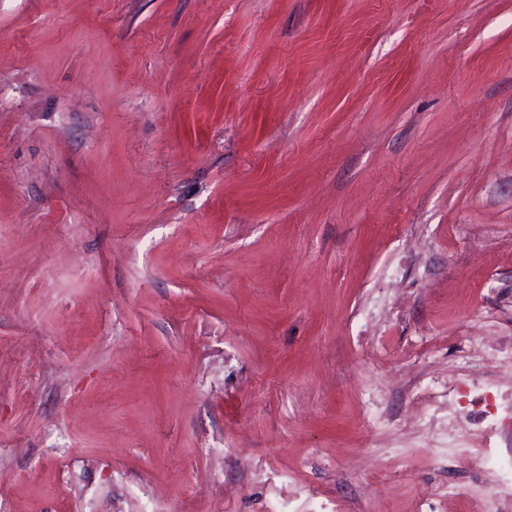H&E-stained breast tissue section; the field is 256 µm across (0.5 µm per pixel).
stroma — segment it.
<instances>
[{"label":"stroma","instance_id":"35a3bbf8","mask_svg":"<svg viewBox=\"0 0 512 512\" xmlns=\"http://www.w3.org/2000/svg\"><path fill=\"white\" fill-rule=\"evenodd\" d=\"M511 373L512 0H0V512H483Z\"/></svg>","mask_w":512,"mask_h":512}]
</instances>
